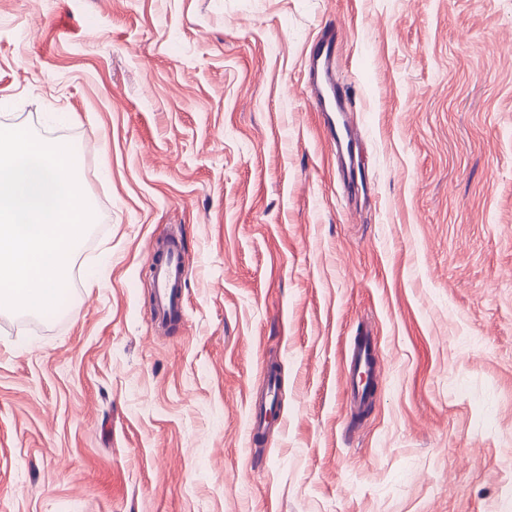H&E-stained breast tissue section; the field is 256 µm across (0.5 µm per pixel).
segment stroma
Returning <instances> with one entry per match:
<instances>
[{
  "label": "stroma",
  "instance_id": "35a3bbf8",
  "mask_svg": "<svg viewBox=\"0 0 512 512\" xmlns=\"http://www.w3.org/2000/svg\"><path fill=\"white\" fill-rule=\"evenodd\" d=\"M325 28L355 191L305 84ZM0 123L70 146L94 214L59 305L0 313V512H512V0H0ZM157 249L153 254V288L154 299L151 314L159 315L175 312L182 315L185 305V284L187 278V263L185 252L178 242L170 250L160 255L156 261ZM364 375L367 378L371 376L373 381L378 383L377 362L375 356V346L369 337L361 343H357L354 347L350 362V377L347 380V395L354 403V409L357 411L367 404L368 395L366 392V384H362L358 378L354 379V373ZM275 385V376L270 375L268 377V386L264 397L255 402L254 409L250 414V420L248 422L250 434H262L267 430L269 423L264 415L262 407L266 406L268 408L270 402L276 397Z\"/></svg>",
  "mask_w": 512,
  "mask_h": 512
}]
</instances>
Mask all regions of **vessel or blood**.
Segmentation results:
<instances>
[{
  "mask_svg": "<svg viewBox=\"0 0 512 512\" xmlns=\"http://www.w3.org/2000/svg\"><path fill=\"white\" fill-rule=\"evenodd\" d=\"M338 42L334 34L322 33L313 43L306 85L320 112L325 113V131L328 139L337 149L349 147L354 139L353 130L347 120L350 110L347 94L336 77V53ZM154 299L152 315L159 316L169 312L182 313L185 305V284L187 263L182 246H174L161 255L153 264ZM350 370L351 379L347 381V395L355 408H362L368 401L362 377L377 376L375 346L372 340L356 344L353 350ZM276 396L275 387H268L261 401L255 402L250 414L248 428L250 434L264 433L269 423L263 408Z\"/></svg>",
  "mask_w": 512,
  "mask_h": 512,
  "instance_id": "obj_1",
  "label": "vessel or blood"
}]
</instances>
